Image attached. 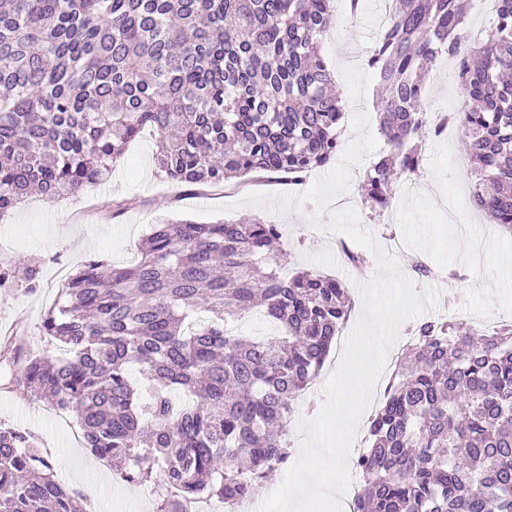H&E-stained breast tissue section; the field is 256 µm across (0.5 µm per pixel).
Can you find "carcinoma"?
<instances>
[{"instance_id": "obj_1", "label": "carcinoma", "mask_w": 512, "mask_h": 512, "mask_svg": "<svg viewBox=\"0 0 512 512\" xmlns=\"http://www.w3.org/2000/svg\"><path fill=\"white\" fill-rule=\"evenodd\" d=\"M367 59L388 152L363 190L381 210L417 174L423 73L454 52L458 0H391ZM331 0H4L0 3V217L36 190L54 200L106 179L150 126L155 163L195 188L253 172L295 179L328 164L344 109L320 45ZM461 122L476 207L512 233V0L471 43ZM276 224L181 220L153 227L138 259L85 261L44 313L57 357L0 343L21 390L78 417L82 445L122 480L231 506L288 457L295 394L322 370L352 311L344 285L281 275ZM262 309L257 341L231 325ZM136 367L141 382L131 380ZM355 466L352 512H512V325L420 322L395 359ZM29 431L0 424V512H86Z\"/></svg>"}]
</instances>
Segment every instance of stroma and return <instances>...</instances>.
<instances>
[{"mask_svg":"<svg viewBox=\"0 0 512 512\" xmlns=\"http://www.w3.org/2000/svg\"><path fill=\"white\" fill-rule=\"evenodd\" d=\"M386 0H366L354 19H347L344 0H335L336 24L321 45L323 55L336 72V89L344 96L346 119L340 131L342 145L364 134L379 136L376 105L381 90L365 60L387 25ZM425 109L444 111L451 124L446 133H424V162L413 192L398 188V211L394 218L374 208L361 191L374 154L357 165L343 195L353 207L362 227L371 231L379 244L399 240L407 251L426 255L435 274L414 278L417 289L435 285L448 272L464 273L451 292L441 293L423 318L445 316L478 329L483 322L512 324V236L504 233L485 214L475 211L467 224L448 221V212L471 200L470 172H458L455 164L465 158L464 131L459 125L465 105L458 81L428 72L425 79ZM159 136L145 129L127 147L102 184L55 201L29 196L9 217L0 220V271L13 273L9 287L0 288V330L24 319L18 336L21 344L44 346L40 324L45 310L56 300L62 284L89 257L104 258L120 265L131 261L153 225L188 219L199 223L237 221L257 217L279 225L283 268L288 273L312 271L335 276L353 298V309L344 333H351L364 313L359 289L377 271L375 255L364 266L346 264L341 246L351 238L315 228L314 203L300 209L277 213L248 202L253 193L301 195L325 173L314 169L299 182L259 178L235 189L220 184L201 191H186L180 183L158 172L154 162ZM123 197L142 199L140 208L113 215L112 203ZM37 267L40 286L30 290L23 267ZM0 422L34 433L50 459L57 478L86 494L100 495L102 512H154V498L145 496L142 485L123 482L110 471L98 470V460L76 440L80 432L74 417L60 418L47 405L31 401L25 394L0 390Z\"/></svg>","mask_w":512,"mask_h":512,"instance_id":"1","label":"stroma"}]
</instances>
